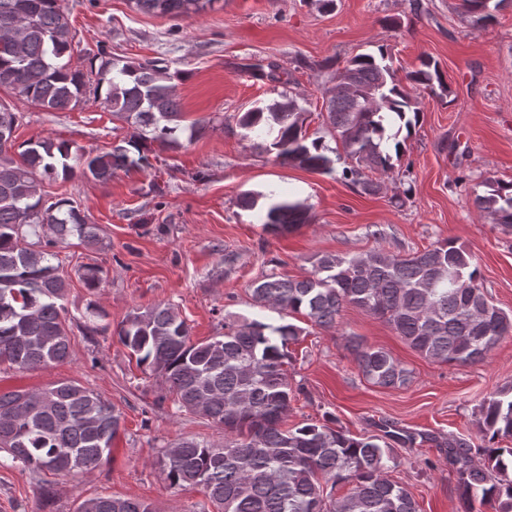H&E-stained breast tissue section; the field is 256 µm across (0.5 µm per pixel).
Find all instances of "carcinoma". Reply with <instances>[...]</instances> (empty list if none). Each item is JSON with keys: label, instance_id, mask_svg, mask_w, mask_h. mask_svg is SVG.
<instances>
[{"label": "carcinoma", "instance_id": "cac0c4a2", "mask_svg": "<svg viewBox=\"0 0 512 512\" xmlns=\"http://www.w3.org/2000/svg\"><path fill=\"white\" fill-rule=\"evenodd\" d=\"M503 0H461L476 27L495 19ZM148 13L188 17L212 0H134ZM71 27L59 0H0V88L46 109L75 107L96 74L94 92L119 121L153 134L165 147L180 146L176 132L183 112L173 87L162 83L164 68L154 62L95 55L90 73L65 61ZM386 50L360 54L336 69L326 122L336 159L350 160L344 179L364 194L381 183L365 170L387 174L394 168L386 150L400 155L401 132L411 135L420 111L409 91L395 83ZM414 86L450 94L438 64L425 57L409 75ZM304 109L286 98L243 113L244 137H271L260 146L283 164L332 171L329 147L307 137ZM18 113L0 103V135L12 132ZM0 141V361L32 370L71 358V341L62 313L66 279L48 248L76 236L98 243L97 225L72 201L43 200L39 180L75 170L100 183L114 170L145 161L139 137L102 154L72 152L49 138L26 144L18 155ZM75 164H70V161ZM475 205L512 227V183L485 182ZM308 222L306 208L278 199L266 209L263 230L291 232ZM36 240L31 241L29 237ZM472 255L452 240L407 256L381 249L346 258L323 256L314 275L290 279L275 273L256 281V303L286 316L300 314L330 328L346 305L386 322L412 349L441 363H477L512 329V318L491 304L480 288ZM303 328L245 321L222 336L192 342L186 322L170 306L156 305L130 314L117 331L119 342L176 394L178 410L224 428V445L184 441L160 452L155 465L172 487L204 489L216 512H419L412 494L387 477L396 462L397 443L411 448L412 433L352 436L327 424L284 427L292 387L284 370L288 345ZM362 374L385 388L406 386L411 371L388 352L353 342ZM479 428L484 445L475 462L465 441L448 442V463L459 477L465 512H512V386L483 400ZM121 427V413L101 395L75 381L40 390L0 393V452L33 472H86L108 460ZM354 484L340 499L324 494L320 479ZM77 512H156L138 499L95 497Z\"/></svg>", "mask_w": 512, "mask_h": 512}]
</instances>
